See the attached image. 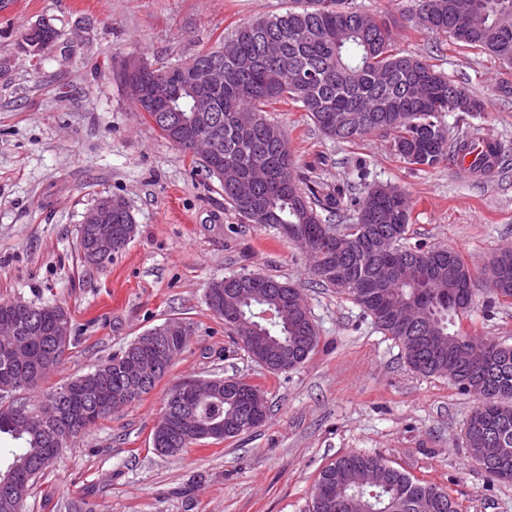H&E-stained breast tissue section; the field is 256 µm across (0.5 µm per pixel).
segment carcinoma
Segmentation results:
<instances>
[{
	"instance_id": "carcinoma-1",
	"label": "carcinoma",
	"mask_w": 512,
	"mask_h": 512,
	"mask_svg": "<svg viewBox=\"0 0 512 512\" xmlns=\"http://www.w3.org/2000/svg\"><path fill=\"white\" fill-rule=\"evenodd\" d=\"M411 18L428 30L447 35L457 43L478 49L503 65L512 67V0H470L464 13L455 11V0H416ZM398 21L363 12L353 0H293L288 12L259 19L236 29L229 37L206 52V58L224 66V85L204 89L199 81L195 59L157 66L131 77L126 70L117 78L127 97L141 112L143 120L172 143L178 133L190 128L189 118L196 90H203L213 123L208 135L219 152L221 167L203 161L206 172L219 180L224 200L244 219L248 206L235 191L237 181L252 165L262 169L252 202L265 213L264 223L278 228L288 224L316 234L320 250L306 257L310 275H318L321 248L329 245L335 233L329 224L332 216L355 213V223L366 224L374 211L372 235L398 227L407 234L411 206L404 193L388 185L338 186L329 193L302 187L304 177L295 170L288 140L282 130L265 116V108L282 99L292 100L307 112L315 127L326 137L343 142L355 141L370 132L393 135L395 154L409 165L433 168L443 161H458L476 138H451L442 117L448 113L457 120L476 119L488 104L464 86L448 79L428 60L400 50L397 46ZM52 26L40 23L24 34L29 40L58 38ZM162 73L173 75L170 97L178 108L173 125L153 123L151 84ZM136 226L129 208L122 209L115 225L80 226L78 254L86 267L100 268L111 258L95 253L98 234L117 231L125 236ZM390 257L374 249L367 255L350 253L346 257V276L351 286L338 292L351 297L371 317L374 326L410 349L416 340L412 329L396 320V309L415 294L424 299L425 312L433 325L434 344L448 350V337L460 334L455 327L459 312L453 289L446 297L425 288H387L382 283ZM218 282L208 289L207 304L224 328L234 330L224 320L223 299L215 296ZM241 288H269L276 295L288 294L292 284L273 277L252 274ZM270 308L269 300L255 299L243 308L246 323L258 327L264 336L292 348L302 343L304 330L292 324L276 325L260 314ZM9 320L25 330L28 361L25 371L28 389H36L62 363L72 342L73 324L69 313L59 305L0 301V323ZM16 336H0V433L20 441L12 460L0 469V512H23L24 501L36 479L44 475L51 461L70 439L114 413L119 395L135 402L148 394L159 380H144L138 386L129 381L124 365L128 350L114 354L86 374L67 380L47 392L38 408L13 397L9 389L16 368L9 354ZM486 367L476 372L450 356L406 358L408 366L423 376L445 375L466 391L461 380L487 383L493 398L477 404L465 427V443L471 459L491 480L512 482V450L496 460H483L487 437L507 435L512 441V354L499 357L498 343H488ZM244 383L218 385L206 400L195 399L187 382L174 385L168 395L181 393L189 403L200 431L228 420L234 414L237 398L234 388ZM371 465L385 469L378 486L363 484V474ZM332 482L345 487L347 500L323 502L322 486ZM457 512L448 491L401 471L379 456L349 453L324 467L312 489V512Z\"/></svg>"
}]
</instances>
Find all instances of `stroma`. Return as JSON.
I'll return each mask as SVG.
<instances>
[{"label":"stroma","instance_id":"35a3bbf8","mask_svg":"<svg viewBox=\"0 0 512 512\" xmlns=\"http://www.w3.org/2000/svg\"><path fill=\"white\" fill-rule=\"evenodd\" d=\"M288 0H0V300L55 303L75 337L39 389L85 374L167 319L194 325L188 347L149 394L70 441L35 482L25 512H311L319 471L348 453L378 455L447 490L458 512H512V483L489 481L464 426L475 398L408 367L400 347L347 295L316 285L299 249L269 224L241 218L216 178L160 137L115 78L129 57L167 65L212 48L240 25L285 12ZM59 33L39 65L26 28ZM398 46L489 100L478 121L512 156V69L407 23ZM298 172L320 191L355 180L400 188L411 204L408 245L456 249L474 275L512 247V164L482 176L441 163L423 170L371 133L326 139L292 102L268 109ZM103 195L125 200L137 232L105 268L78 261L79 227ZM254 272L300 285L320 342L301 366L255 362L206 304L210 284ZM460 326L512 346V301L482 305ZM240 377L263 390L266 420L221 442L157 453L152 431L169 389Z\"/></svg>","mask_w":512,"mask_h":512}]
</instances>
